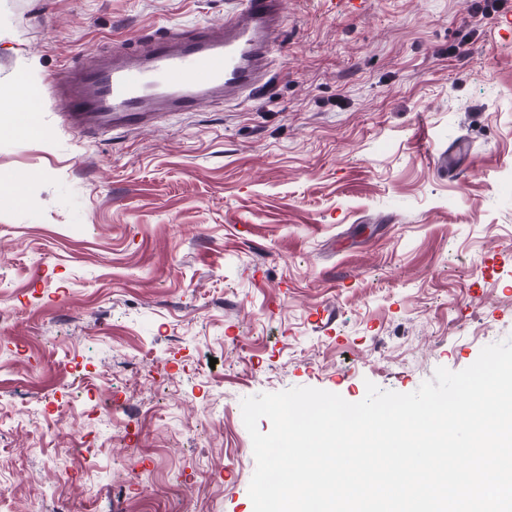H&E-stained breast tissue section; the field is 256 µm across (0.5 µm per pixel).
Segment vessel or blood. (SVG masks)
Returning a JSON list of instances; mask_svg holds the SVG:
<instances>
[{
	"mask_svg": "<svg viewBox=\"0 0 512 512\" xmlns=\"http://www.w3.org/2000/svg\"><path fill=\"white\" fill-rule=\"evenodd\" d=\"M280 24V0H240L219 26L174 31L124 63L66 69L49 82L77 131L140 126L155 112L192 111L217 95L255 89Z\"/></svg>",
	"mask_w": 512,
	"mask_h": 512,
	"instance_id": "1",
	"label": "vessel or blood"
}]
</instances>
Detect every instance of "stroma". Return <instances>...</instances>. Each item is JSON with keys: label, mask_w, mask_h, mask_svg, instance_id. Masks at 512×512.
I'll list each match as a JSON object with an SVG mask.
<instances>
[{"label": "stroma", "mask_w": 512, "mask_h": 512, "mask_svg": "<svg viewBox=\"0 0 512 512\" xmlns=\"http://www.w3.org/2000/svg\"><path fill=\"white\" fill-rule=\"evenodd\" d=\"M236 2L0 0V512H253L244 398L512 339V0H281L250 98L62 124L49 75Z\"/></svg>", "instance_id": "1"}]
</instances>
